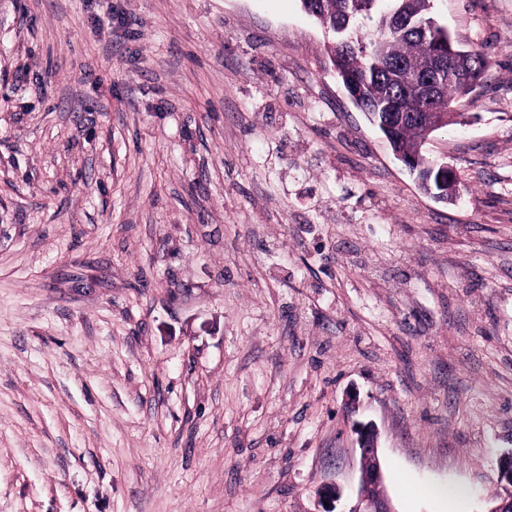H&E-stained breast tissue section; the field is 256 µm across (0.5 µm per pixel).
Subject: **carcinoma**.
Returning a JSON list of instances; mask_svg holds the SVG:
<instances>
[{"mask_svg":"<svg viewBox=\"0 0 512 512\" xmlns=\"http://www.w3.org/2000/svg\"><path fill=\"white\" fill-rule=\"evenodd\" d=\"M304 11L335 31L333 65L344 90L359 87L354 104L377 125L395 153L409 156L421 148L422 128L413 119L395 121L418 111L402 75L426 73L440 28L422 31L418 24L432 20L431 0H301ZM365 19L377 20L368 38L352 37ZM491 68L486 54L472 50L466 62H457L440 77L437 94L426 103L428 112H446Z\"/></svg>","mask_w":512,"mask_h":512,"instance_id":"1","label":"carcinoma"}]
</instances>
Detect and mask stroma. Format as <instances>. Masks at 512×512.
Returning a JSON list of instances; mask_svg holds the SVG:
<instances>
[{"label": "stroma", "instance_id": "obj_1", "mask_svg": "<svg viewBox=\"0 0 512 512\" xmlns=\"http://www.w3.org/2000/svg\"><path fill=\"white\" fill-rule=\"evenodd\" d=\"M416 176L300 0H0V512H489L512 452V0ZM357 394L349 411L346 399ZM355 433L361 458V477L358 486V498L365 504L364 510L354 512H394L381 489V471L378 460V434L371 423H356Z\"/></svg>", "mask_w": 512, "mask_h": 512}]
</instances>
